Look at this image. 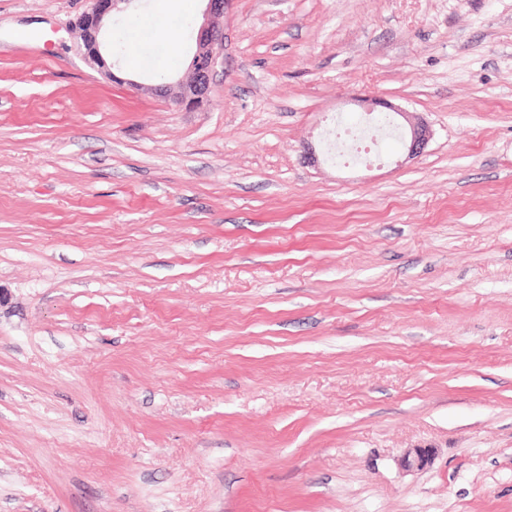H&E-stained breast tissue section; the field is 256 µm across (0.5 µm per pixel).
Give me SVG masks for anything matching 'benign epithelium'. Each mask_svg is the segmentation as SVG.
Segmentation results:
<instances>
[{"label": "benign epithelium", "instance_id": "obj_1", "mask_svg": "<svg viewBox=\"0 0 512 512\" xmlns=\"http://www.w3.org/2000/svg\"><path fill=\"white\" fill-rule=\"evenodd\" d=\"M130 0H91V7L78 20L81 31L82 45L89 60L103 67L105 59L101 53V32L105 23L119 8ZM230 0H206L203 22L198 28L195 38V48L190 61L191 80L187 83L178 82L160 88L177 106L195 107L206 99L210 84L217 74V67L224 61V30L216 20L223 17ZM367 112H375L383 107L400 116L405 125L399 127L403 147L408 157L415 158L423 153L431 139L429 126L401 108L376 98L362 101ZM432 453L428 448H416L407 454L404 466L407 468H423L431 463Z\"/></svg>", "mask_w": 512, "mask_h": 512}]
</instances>
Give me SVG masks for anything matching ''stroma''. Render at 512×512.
I'll return each instance as SVG.
<instances>
[{
	"mask_svg": "<svg viewBox=\"0 0 512 512\" xmlns=\"http://www.w3.org/2000/svg\"><path fill=\"white\" fill-rule=\"evenodd\" d=\"M89 4L0 0V512H512V0H231L190 110ZM129 2L130 0H92L89 11L78 20L86 56L101 67H105L106 64L101 53V32L106 21L119 8V4ZM361 102L366 112L373 113L377 107H383L400 116L406 124L404 126H398V128L401 131L400 137L408 158H415L423 153L432 135L429 126L424 121L413 115V112L396 108L376 98L366 99ZM377 130L370 124L361 130H343L336 134V148L341 153L368 154L367 148L375 138Z\"/></svg>",
	"mask_w": 512,
	"mask_h": 512,
	"instance_id": "stroma-1",
	"label": "stroma"
}]
</instances>
